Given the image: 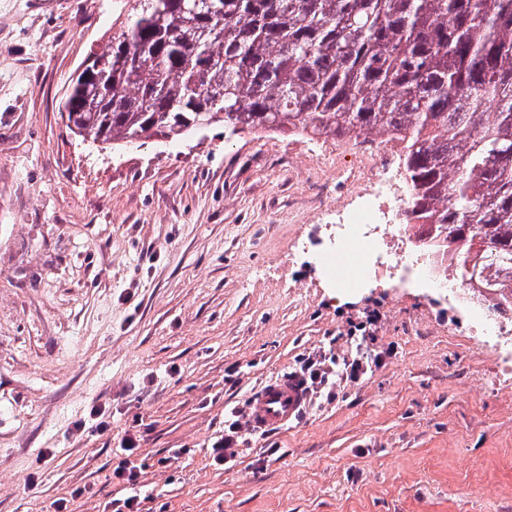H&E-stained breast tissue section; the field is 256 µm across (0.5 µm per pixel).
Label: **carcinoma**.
Wrapping results in <instances>:
<instances>
[{
    "mask_svg": "<svg viewBox=\"0 0 512 512\" xmlns=\"http://www.w3.org/2000/svg\"><path fill=\"white\" fill-rule=\"evenodd\" d=\"M138 0L61 102L92 142L236 132L403 143L407 223L512 291V0ZM496 107L495 112L487 109Z\"/></svg>",
    "mask_w": 512,
    "mask_h": 512,
    "instance_id": "carcinoma-1",
    "label": "carcinoma"
}]
</instances>
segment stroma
<instances>
[{
    "instance_id": "obj_1",
    "label": "stroma",
    "mask_w": 512,
    "mask_h": 512,
    "mask_svg": "<svg viewBox=\"0 0 512 512\" xmlns=\"http://www.w3.org/2000/svg\"><path fill=\"white\" fill-rule=\"evenodd\" d=\"M133 0H0V512H112L133 417L142 512H512V352L451 292L336 286L314 253L322 196L353 204L367 141L232 132L92 143L61 100ZM392 349L335 402L267 433L224 408L306 355ZM101 406L106 432L74 423ZM241 410L236 407L230 411V418L224 420V436L215 441L211 446L210 457L217 465H224L230 461H234L238 456L240 447L241 436L238 435L240 431L239 419L233 420L240 416Z\"/></svg>"
}]
</instances>
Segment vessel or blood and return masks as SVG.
<instances>
[{
	"label": "vessel or blood",
	"instance_id": "obj_1",
	"mask_svg": "<svg viewBox=\"0 0 512 512\" xmlns=\"http://www.w3.org/2000/svg\"><path fill=\"white\" fill-rule=\"evenodd\" d=\"M308 401L307 386L297 375L273 378L253 392L249 425L256 431L280 428L296 420Z\"/></svg>",
	"mask_w": 512,
	"mask_h": 512
}]
</instances>
